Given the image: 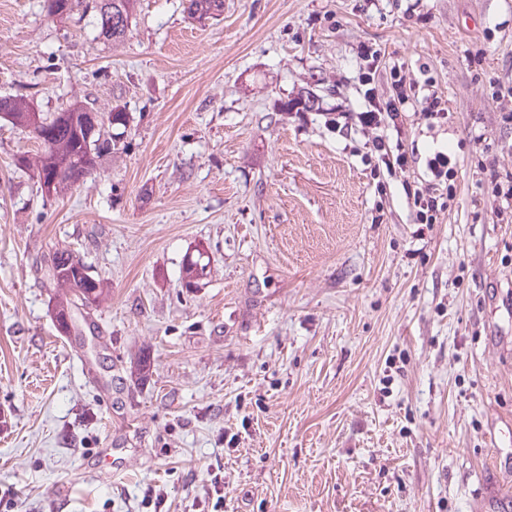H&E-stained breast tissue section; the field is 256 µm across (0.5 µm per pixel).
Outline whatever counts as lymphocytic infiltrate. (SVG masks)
I'll use <instances>...</instances> for the list:
<instances>
[{
  "label": "lymphocytic infiltrate",
  "instance_id": "obj_1",
  "mask_svg": "<svg viewBox=\"0 0 512 512\" xmlns=\"http://www.w3.org/2000/svg\"><path fill=\"white\" fill-rule=\"evenodd\" d=\"M360 66L356 81L363 98V109L353 112L344 104L326 108L329 127L348 134L359 130L368 136L362 158L371 177L382 172H410L416 158L407 146L406 114H420L428 129L447 125L452 114L448 101L436 89L433 75L423 79L411 76L405 65L387 61L375 45L361 42L355 48ZM484 181L497 201L493 219L500 224L512 223V173H501L496 161L482 165ZM412 199L417 220L432 224L440 212L449 208L456 196L455 169L447 152L435 151L425 159V176L416 183H405Z\"/></svg>",
  "mask_w": 512,
  "mask_h": 512
}]
</instances>
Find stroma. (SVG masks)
I'll return each mask as SVG.
<instances>
[{
	"label": "stroma",
	"instance_id": "35a3bbf8",
	"mask_svg": "<svg viewBox=\"0 0 512 512\" xmlns=\"http://www.w3.org/2000/svg\"><path fill=\"white\" fill-rule=\"evenodd\" d=\"M356 2L224 0L199 22L141 0L113 44L89 16L0 0V97L133 117L127 151L59 198L0 121V512H512V223L480 174L512 172L489 86L512 76V0H423L424 24ZM361 41L430 67L448 100L447 130L406 117L414 178L433 150L456 163L437 223L403 174L371 178L366 134L277 107L310 82L358 106ZM55 247L110 289L84 331L97 352L57 327ZM198 249L210 273L188 288Z\"/></svg>",
	"mask_w": 512,
	"mask_h": 512
}]
</instances>
